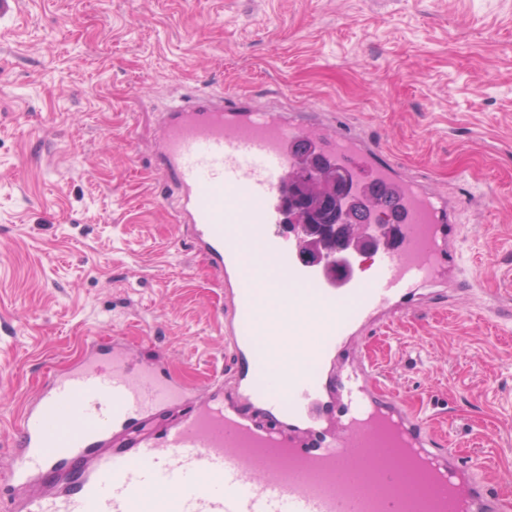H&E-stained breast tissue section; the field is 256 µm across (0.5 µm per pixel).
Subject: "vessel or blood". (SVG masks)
I'll use <instances>...</instances> for the list:
<instances>
[{"label": "vessel or blood", "mask_w": 512, "mask_h": 512, "mask_svg": "<svg viewBox=\"0 0 512 512\" xmlns=\"http://www.w3.org/2000/svg\"><path fill=\"white\" fill-rule=\"evenodd\" d=\"M348 178L375 240L370 264L330 274L288 216L286 172L301 145ZM158 168L175 221L224 287L231 386L188 388L123 338L90 337L22 409L0 512H512L476 462L440 448L426 422L376 387L350 337L411 312L417 288L460 272L456 206L387 160L379 143L320 109L262 106L236 92L165 112ZM281 283L258 285L268 272ZM185 406L157 432L152 418ZM395 445L423 493H398Z\"/></svg>", "instance_id": "obj_1"}]
</instances>
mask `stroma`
I'll list each match as a JSON object with an SVG mask.
<instances>
[{
    "instance_id": "stroma-1",
    "label": "stroma",
    "mask_w": 512,
    "mask_h": 512,
    "mask_svg": "<svg viewBox=\"0 0 512 512\" xmlns=\"http://www.w3.org/2000/svg\"><path fill=\"white\" fill-rule=\"evenodd\" d=\"M228 90L326 107L460 201L466 289L359 345L377 386L512 493V0H9L0 469L20 410L86 337L195 385L233 374L224 290L154 155L174 99Z\"/></svg>"
}]
</instances>
